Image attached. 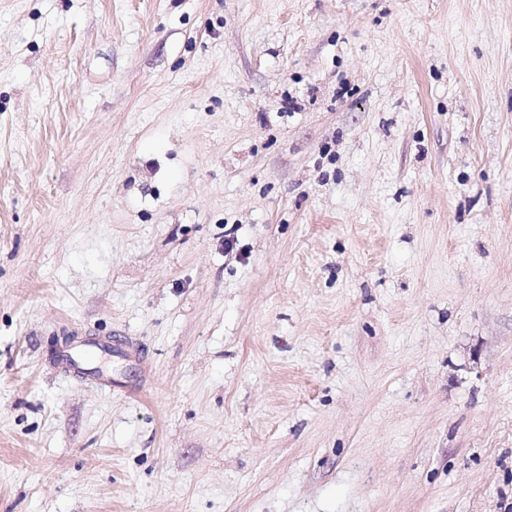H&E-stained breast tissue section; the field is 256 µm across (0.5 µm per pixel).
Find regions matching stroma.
Returning a JSON list of instances; mask_svg holds the SVG:
<instances>
[{"mask_svg":"<svg viewBox=\"0 0 512 512\" xmlns=\"http://www.w3.org/2000/svg\"><path fill=\"white\" fill-rule=\"evenodd\" d=\"M0 512H512V0H0Z\"/></svg>","mask_w":512,"mask_h":512,"instance_id":"obj_1","label":"stroma"}]
</instances>
